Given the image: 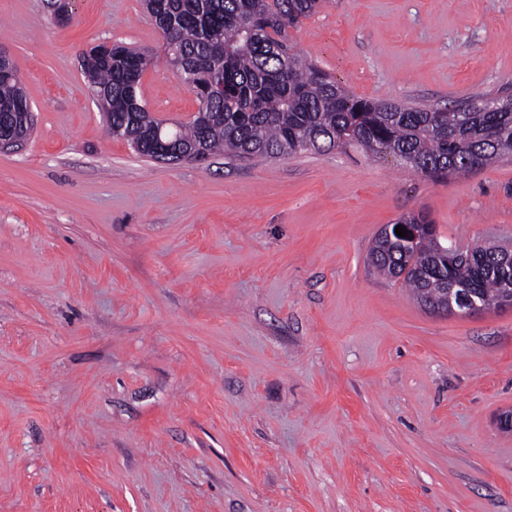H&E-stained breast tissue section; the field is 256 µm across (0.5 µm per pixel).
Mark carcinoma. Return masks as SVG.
Here are the masks:
<instances>
[{
  "label": "carcinoma",
  "mask_w": 512,
  "mask_h": 512,
  "mask_svg": "<svg viewBox=\"0 0 512 512\" xmlns=\"http://www.w3.org/2000/svg\"><path fill=\"white\" fill-rule=\"evenodd\" d=\"M144 2L199 102L191 122L161 130L171 142L169 163L200 148L206 159L221 152L286 158L352 146L444 180L512 157V100L506 96L479 94L443 111L371 101L295 52L288 29L313 14L321 0ZM148 63L145 53L121 46L108 61L91 53L82 60L94 94L103 95L112 135L155 160V134L140 131L145 106L138 86ZM26 111L19 77L0 75V129L22 123ZM401 224L415 232L397 236ZM369 263L384 276L403 279L421 305L448 307L447 290L454 286L475 289L486 310L512 298V264L491 247L442 244L422 214L405 215L377 235Z\"/></svg>",
  "instance_id": "carcinoma-1"
}]
</instances>
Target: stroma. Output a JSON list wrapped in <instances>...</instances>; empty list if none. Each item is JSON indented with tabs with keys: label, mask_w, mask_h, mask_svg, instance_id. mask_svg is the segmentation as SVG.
Wrapping results in <instances>:
<instances>
[{
	"label": "stroma",
	"mask_w": 512,
	"mask_h": 512,
	"mask_svg": "<svg viewBox=\"0 0 512 512\" xmlns=\"http://www.w3.org/2000/svg\"><path fill=\"white\" fill-rule=\"evenodd\" d=\"M289 37L359 97L512 96V0H324ZM103 41L192 119L142 0H0L34 114L0 153V512H512V309L434 314L367 262L409 213L512 244V160L154 162L92 94Z\"/></svg>",
	"instance_id": "35a3bbf8"
}]
</instances>
